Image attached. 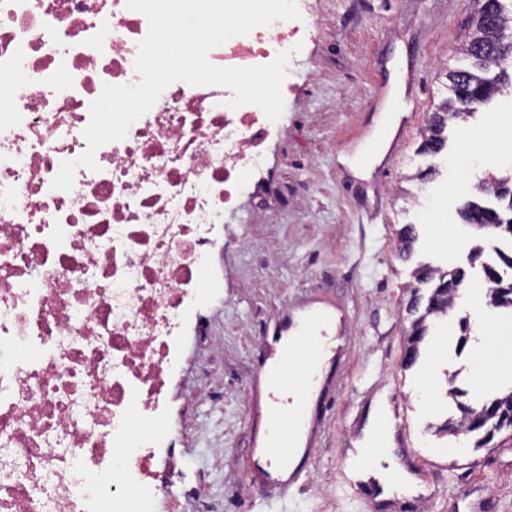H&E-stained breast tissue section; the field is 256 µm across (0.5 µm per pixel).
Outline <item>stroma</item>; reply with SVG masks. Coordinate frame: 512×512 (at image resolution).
I'll return each mask as SVG.
<instances>
[{
  "instance_id": "obj_1",
  "label": "stroma",
  "mask_w": 512,
  "mask_h": 512,
  "mask_svg": "<svg viewBox=\"0 0 512 512\" xmlns=\"http://www.w3.org/2000/svg\"><path fill=\"white\" fill-rule=\"evenodd\" d=\"M308 5L317 31L293 77L299 90L284 103L288 132L265 146L274 189L245 185L225 215L231 240L211 260L224 287L184 336L169 387L182 417L177 464L202 497L163 501L155 512H390L346 475L347 451L380 393L399 410L406 459L432 491L411 512H512V432L478 448L474 436L441 430L458 415L450 387L473 396L512 390V310L454 307L431 322L417 362L404 365L414 269H461L476 286L483 265L504 271L512 254V234L477 230L458 214L478 183L512 176V88L449 120L443 151H421L448 70L465 64L460 49L478 0ZM387 114L397 151L374 137ZM407 225L417 238L405 258ZM309 303L346 312L347 342L322 367L310 451L286 491L253 482L249 464L269 406L261 396L269 335ZM464 320L495 333L489 359L475 357L480 338L463 333Z\"/></svg>"
}]
</instances>
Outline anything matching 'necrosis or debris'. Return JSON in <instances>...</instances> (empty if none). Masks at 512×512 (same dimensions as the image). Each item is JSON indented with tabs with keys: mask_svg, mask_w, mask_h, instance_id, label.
Masks as SVG:
<instances>
[{
	"mask_svg": "<svg viewBox=\"0 0 512 512\" xmlns=\"http://www.w3.org/2000/svg\"><path fill=\"white\" fill-rule=\"evenodd\" d=\"M212 48L218 67L289 53L307 7ZM145 14L127 0H0V512H153L176 498L153 462L178 436L167 388L219 282L224 214L264 172L284 121L170 84L126 138L53 188L86 149L90 104L134 86Z\"/></svg>",
	"mask_w": 512,
	"mask_h": 512,
	"instance_id": "obj_1",
	"label": "necrosis or debris"
}]
</instances>
